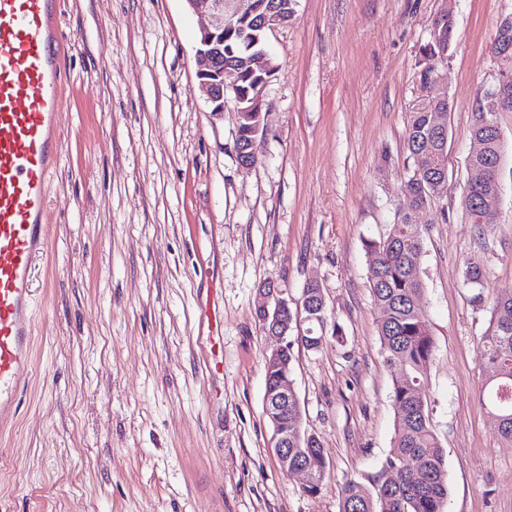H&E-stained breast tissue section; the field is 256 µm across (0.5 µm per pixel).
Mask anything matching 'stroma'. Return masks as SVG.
Segmentation results:
<instances>
[{
  "mask_svg": "<svg viewBox=\"0 0 512 512\" xmlns=\"http://www.w3.org/2000/svg\"><path fill=\"white\" fill-rule=\"evenodd\" d=\"M443 0H296L268 38L280 70L251 169L238 115L196 91L202 19L185 0H63L62 157L47 186L29 380L0 433V512H339L393 445L394 368L382 355L364 242L394 221L411 165L410 115L448 93V181L426 224L420 277L435 340L423 385L445 451L443 512H512V444L479 397L478 340L512 291V112L501 195L483 228L463 207L476 101L494 81L512 0H456L440 83L419 49ZM486 267L482 289L463 270ZM323 287L344 332L293 345L304 429L327 487L284 473L264 413L277 343L256 315L274 283L289 306Z\"/></svg>",
  "mask_w": 512,
  "mask_h": 512,
  "instance_id": "35a3bbf8",
  "label": "stroma"
}]
</instances>
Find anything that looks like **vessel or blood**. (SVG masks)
Returning a JSON list of instances; mask_svg holds the SVG:
<instances>
[{"label":"vessel or blood","mask_w":512,"mask_h":512,"mask_svg":"<svg viewBox=\"0 0 512 512\" xmlns=\"http://www.w3.org/2000/svg\"><path fill=\"white\" fill-rule=\"evenodd\" d=\"M61 0H0V429L31 366L32 283L60 158Z\"/></svg>","instance_id":"1"}]
</instances>
